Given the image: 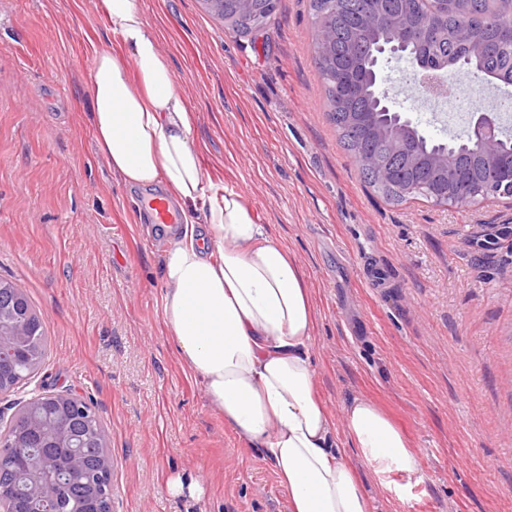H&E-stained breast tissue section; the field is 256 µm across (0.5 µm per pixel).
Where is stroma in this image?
<instances>
[{
  "label": "stroma",
  "mask_w": 512,
  "mask_h": 512,
  "mask_svg": "<svg viewBox=\"0 0 512 512\" xmlns=\"http://www.w3.org/2000/svg\"><path fill=\"white\" fill-rule=\"evenodd\" d=\"M95 0H0V279L45 321L48 357L0 394L11 420L33 393L92 401L109 436L112 512H288L260 452L209 408L165 328L172 236L98 153L96 53L129 54ZM197 114L207 178L243 197L313 290L312 357L331 412L377 401L419 469L402 497L357 469L374 512H512V200L473 211L386 203L328 119L307 0H278L264 41L225 29L200 0H144ZM394 108L449 138L381 65ZM200 494L170 495L175 477Z\"/></svg>",
  "instance_id": "1"
}]
</instances>
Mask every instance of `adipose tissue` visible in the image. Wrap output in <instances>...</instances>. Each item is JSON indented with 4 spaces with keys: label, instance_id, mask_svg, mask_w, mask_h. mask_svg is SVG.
Returning <instances> with one entry per match:
<instances>
[{
    "label": "adipose tissue",
    "instance_id": "adipose-tissue-1",
    "mask_svg": "<svg viewBox=\"0 0 512 512\" xmlns=\"http://www.w3.org/2000/svg\"><path fill=\"white\" fill-rule=\"evenodd\" d=\"M95 8L131 58L108 49L94 58L98 150L127 185H162L182 215L163 259V319L181 361L225 424L270 461L289 512H373L357 458L401 496L392 474L418 470L408 440L369 398L349 399L338 423L318 399L311 290L247 202L205 176L195 114L144 0H95Z\"/></svg>",
    "mask_w": 512,
    "mask_h": 512
}]
</instances>
